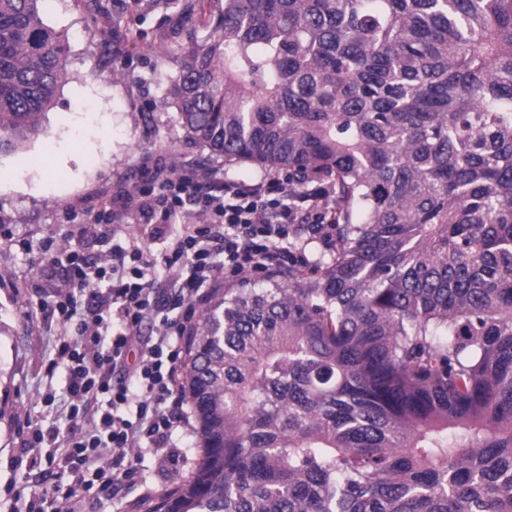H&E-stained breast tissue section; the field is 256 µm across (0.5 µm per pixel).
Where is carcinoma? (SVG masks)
<instances>
[{"label":"carcinoma","instance_id":"carcinoma-1","mask_svg":"<svg viewBox=\"0 0 512 512\" xmlns=\"http://www.w3.org/2000/svg\"><path fill=\"white\" fill-rule=\"evenodd\" d=\"M43 2L0 0V155L67 72ZM174 53L189 139L336 207L200 310L201 458L144 512H512V0H223Z\"/></svg>","mask_w":512,"mask_h":512}]
</instances>
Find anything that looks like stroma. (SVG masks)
<instances>
[{"label":"stroma","instance_id":"stroma-1","mask_svg":"<svg viewBox=\"0 0 512 512\" xmlns=\"http://www.w3.org/2000/svg\"><path fill=\"white\" fill-rule=\"evenodd\" d=\"M184 0H46L43 19L68 39V75L38 137L0 156V225L39 243L91 254L73 231L70 212H88L101 198L133 191L145 164L175 169L224 167L228 178L257 180L264 170L225 165L223 158L189 141L166 103L167 75L177 66L171 48L181 30L202 27L204 11L187 15ZM38 253L0 243V512H23L22 500L50 491L53 468L29 466L21 454L18 421L49 425L53 409L43 394L62 396V377L47 378L43 362L58 332L55 319L29 317L30 305L12 288L31 280ZM200 459L195 437L184 440L175 461L146 454L138 476L102 492L91 512H142L147 498L188 476Z\"/></svg>","mask_w":512,"mask_h":512}]
</instances>
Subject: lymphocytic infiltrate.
Returning <instances> with one entry per match:
<instances>
[{
    "mask_svg": "<svg viewBox=\"0 0 512 512\" xmlns=\"http://www.w3.org/2000/svg\"><path fill=\"white\" fill-rule=\"evenodd\" d=\"M143 176L121 205L106 201L87 213L82 226L97 240L98 255L72 251L60 265L56 241L45 246L39 276L51 282L52 300L42 299L36 285L19 289L62 328L45 373L64 371L66 418L81 431L62 443L54 430L21 421L30 461L55 447L69 469L54 499L31 497L26 512H85L95 493L135 479L142 454L168 458L173 432L186 420L178 374L198 307L220 280H262L305 266L302 235H328L322 185L293 194L288 176L246 182L226 178L219 167L159 166ZM139 214L165 232L162 248L152 249L151 238L135 231L114 233V225ZM162 280L170 292L159 291ZM149 319L157 324L151 336L143 333ZM135 345L141 355L131 367L126 356Z\"/></svg>",
    "mask_w": 512,
    "mask_h": 512,
    "instance_id": "f902f5d3",
    "label": "lymphocytic infiltrate"
}]
</instances>
